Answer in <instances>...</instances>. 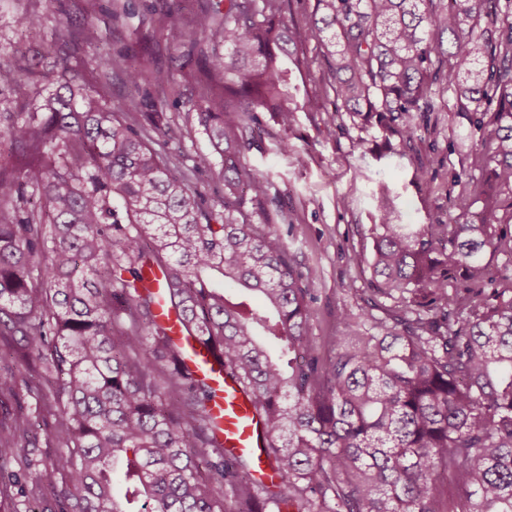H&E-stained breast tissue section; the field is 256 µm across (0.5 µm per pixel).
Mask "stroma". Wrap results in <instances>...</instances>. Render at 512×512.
<instances>
[{"instance_id":"obj_1","label":"stroma","mask_w":512,"mask_h":512,"mask_svg":"<svg viewBox=\"0 0 512 512\" xmlns=\"http://www.w3.org/2000/svg\"><path fill=\"white\" fill-rule=\"evenodd\" d=\"M168 5L169 0H0V58L48 71L65 57L76 72L89 77L99 56L117 60L136 54L148 69L168 72V82L137 86L122 70H113L107 105L119 114L132 113L147 133L150 116L136 105L149 97L176 136L168 143L152 139V146L164 154L178 153L192 188L218 212L224 184L215 172L194 168L196 156L212 153L213 148L190 108L203 92L198 55L210 50L211 35L199 33L198 54L187 56L185 48L172 45L167 37ZM32 21L41 26V37L35 41L27 40L25 33ZM86 25L96 27L97 41L72 47V33ZM304 52L312 61L305 77L312 111L297 113L294 128L286 133L270 114H261L263 133L253 139L245 162L267 180L277 215L274 228L306 273V287L313 290L312 334L325 340L342 333L337 308L358 314L370 296L371 270L354 264L351 255L372 249L370 230L377 222L373 194L381 186L389 187L401 223L448 222L456 215L451 201L460 190L455 174L465 169L480 175L482 155L467 128L455 124L454 99L447 93L437 97L436 112L418 122L414 141L403 155L375 160L370 152L373 131L353 126L346 113L336 112L326 92V65L316 42H309ZM283 137L288 140L284 153L279 150ZM56 453L53 442L42 434L29 456H16L0 467V474L21 473L40 487L42 496L33 503L34 512H51L61 489L51 467Z\"/></svg>"}]
</instances>
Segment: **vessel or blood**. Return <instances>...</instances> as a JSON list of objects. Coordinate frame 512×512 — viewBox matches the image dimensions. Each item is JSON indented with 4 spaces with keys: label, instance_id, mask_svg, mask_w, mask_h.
Returning a JSON list of instances; mask_svg holds the SVG:
<instances>
[{
    "label": "vessel or blood",
    "instance_id": "b4317fda",
    "mask_svg": "<svg viewBox=\"0 0 512 512\" xmlns=\"http://www.w3.org/2000/svg\"><path fill=\"white\" fill-rule=\"evenodd\" d=\"M154 314L158 323L168 328L170 338L181 351L186 364L215 389L214 412L222 427L220 438L226 453L253 458L258 466L257 478L271 482L274 473L264 454L267 435L262 415L251 397L225 367L216 350L204 339L183 332L180 317L167 299H160Z\"/></svg>",
    "mask_w": 512,
    "mask_h": 512
}]
</instances>
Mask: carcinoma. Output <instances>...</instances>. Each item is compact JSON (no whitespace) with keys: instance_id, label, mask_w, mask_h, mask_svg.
<instances>
[{"instance_id":"1","label":"carcinoma","mask_w":512,"mask_h":512,"mask_svg":"<svg viewBox=\"0 0 512 512\" xmlns=\"http://www.w3.org/2000/svg\"><path fill=\"white\" fill-rule=\"evenodd\" d=\"M167 21L173 44L194 47L179 3ZM196 27L214 39L198 119L221 159L222 215L107 108L111 57L91 79L65 60L51 72L0 61V86L57 85L0 113L14 157L0 165V348L13 359L0 396L17 402L0 461L47 428L56 512H512V287L464 288L448 307L456 275L491 279L485 256L512 214V0H315L293 23L285 0H228ZM312 40L336 111L377 128L386 149L411 144L413 114L452 91L486 177L507 190L476 209L481 186L463 169L455 223L399 224L382 187L372 256H353L370 261L372 297L353 322L336 309L344 335L327 346L285 240L243 211L270 203L242 163L247 132L261 112L286 132L311 111L292 68ZM121 66L144 77L137 55ZM154 268L185 332L262 411L278 481L257 479L248 457L225 460L216 392L155 320ZM36 491L19 477L0 500Z\"/></svg>"}]
</instances>
